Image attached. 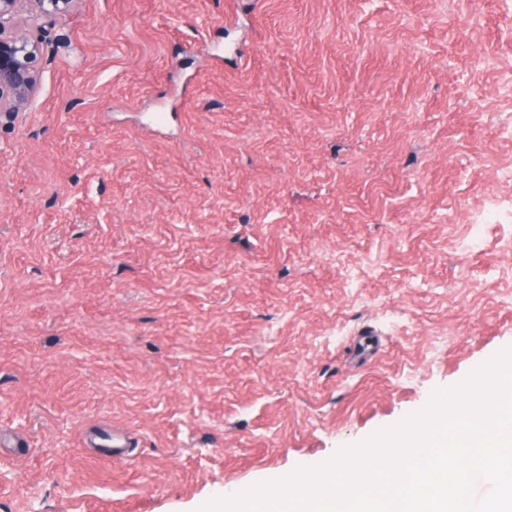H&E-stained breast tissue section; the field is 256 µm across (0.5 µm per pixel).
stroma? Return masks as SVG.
Here are the masks:
<instances>
[{"mask_svg": "<svg viewBox=\"0 0 512 512\" xmlns=\"http://www.w3.org/2000/svg\"><path fill=\"white\" fill-rule=\"evenodd\" d=\"M27 33L0 512H199L512 347V0H78Z\"/></svg>", "mask_w": 512, "mask_h": 512, "instance_id": "stroma-1", "label": "stroma"}]
</instances>
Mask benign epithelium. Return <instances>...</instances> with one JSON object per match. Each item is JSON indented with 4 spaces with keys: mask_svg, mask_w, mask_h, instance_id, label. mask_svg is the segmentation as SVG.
Segmentation results:
<instances>
[{
    "mask_svg": "<svg viewBox=\"0 0 512 512\" xmlns=\"http://www.w3.org/2000/svg\"><path fill=\"white\" fill-rule=\"evenodd\" d=\"M20 0H0V113L21 112L32 97L37 81L38 44L15 24L5 31L4 19L15 13ZM42 17L68 13L76 0H31Z\"/></svg>",
    "mask_w": 512,
    "mask_h": 512,
    "instance_id": "7a95c632",
    "label": "benign epithelium"
}]
</instances>
